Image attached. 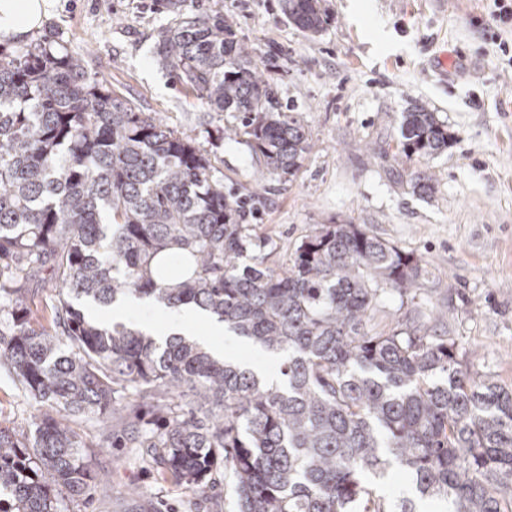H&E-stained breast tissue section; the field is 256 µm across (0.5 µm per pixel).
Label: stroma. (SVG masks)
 <instances>
[{"instance_id": "35a3bbf8", "label": "stroma", "mask_w": 512, "mask_h": 512, "mask_svg": "<svg viewBox=\"0 0 512 512\" xmlns=\"http://www.w3.org/2000/svg\"><path fill=\"white\" fill-rule=\"evenodd\" d=\"M331 22L306 34L281 0H193L221 9L263 63L280 51L279 96L301 113L314 148L291 179L261 177L242 144L214 138L230 116L186 93L155 54L173 15L160 0H53L36 39L81 57L91 77L196 136L225 189L249 196L247 218L269 266L288 262L318 224L351 222L420 259L413 298L384 295L371 332L399 324L454 341L470 370L512 387V62L485 38L490 0H327ZM436 112L453 140L423 161L428 194L386 150L401 112ZM237 365L282 380L283 355L232 332ZM34 401L0 370V426L24 429ZM103 481L59 512H237L235 479L217 470L206 492L164 479L138 448H98Z\"/></svg>"}]
</instances>
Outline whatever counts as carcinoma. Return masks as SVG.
I'll use <instances>...</instances> for the list:
<instances>
[{"label":"carcinoma","mask_w":512,"mask_h":512,"mask_svg":"<svg viewBox=\"0 0 512 512\" xmlns=\"http://www.w3.org/2000/svg\"><path fill=\"white\" fill-rule=\"evenodd\" d=\"M179 18L156 54L214 112L236 113L261 173L293 176L313 143L283 108L219 10ZM316 34L325 0H285ZM394 160L448 149V127L415 104L400 113ZM206 151L154 112L90 78L40 40L0 47V367L39 404L22 434L0 427V512H58L97 480L74 421L126 414L130 443L163 474L208 487L218 462L239 512H415L366 476L395 465L453 512H509L512 387L472 372L420 329L372 335L380 297L410 295L420 260L359 224H318L286 266L254 254L245 199L224 190ZM32 281L55 293L48 323ZM127 296L193 305L285 354L284 386L212 357L191 336L164 340L90 320L81 303Z\"/></svg>","instance_id":"cac0c4a2"}]
</instances>
